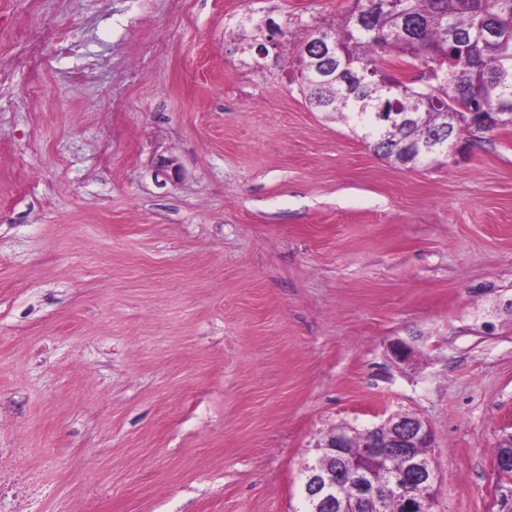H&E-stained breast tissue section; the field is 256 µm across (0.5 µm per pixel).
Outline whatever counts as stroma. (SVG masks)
Segmentation results:
<instances>
[{
  "instance_id": "35a3bbf8",
  "label": "stroma",
  "mask_w": 512,
  "mask_h": 512,
  "mask_svg": "<svg viewBox=\"0 0 512 512\" xmlns=\"http://www.w3.org/2000/svg\"><path fill=\"white\" fill-rule=\"evenodd\" d=\"M353 0H45L98 44L0 93V471L15 512H298L339 426L432 430L436 512H497L512 435V127L413 169L294 62ZM159 52L110 111L99 83ZM87 63V78L67 71ZM419 354L393 365L388 345ZM44 487L30 500L15 472Z\"/></svg>"
}]
</instances>
